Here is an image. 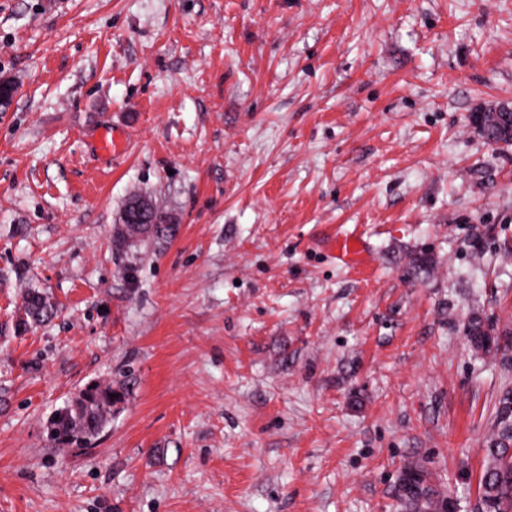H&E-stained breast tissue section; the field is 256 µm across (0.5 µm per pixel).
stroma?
<instances>
[{
    "label": "stroma",
    "instance_id": "stroma-1",
    "mask_svg": "<svg viewBox=\"0 0 512 512\" xmlns=\"http://www.w3.org/2000/svg\"><path fill=\"white\" fill-rule=\"evenodd\" d=\"M3 79L0 512H400L411 464L477 512L512 144L470 117L512 107V0H0ZM139 196L173 236L114 243ZM94 380L125 401L55 446ZM334 246L340 259L352 267L363 266L367 254L364 241L354 232L346 234L344 238L334 241ZM24 312L26 318L20 320L19 326L24 328L31 323H39L48 319L56 312L54 304L49 297L33 288H28L23 298ZM29 319V320H28ZM468 336L472 345L476 349H481L490 352L492 349L498 350L500 345L498 344L497 334L494 332L490 333L484 329L481 321L473 320L468 326Z\"/></svg>",
    "mask_w": 512,
    "mask_h": 512
}]
</instances>
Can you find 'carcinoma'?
I'll return each instance as SVG.
<instances>
[{"instance_id": "obj_1", "label": "carcinoma", "mask_w": 512, "mask_h": 512, "mask_svg": "<svg viewBox=\"0 0 512 512\" xmlns=\"http://www.w3.org/2000/svg\"><path fill=\"white\" fill-rule=\"evenodd\" d=\"M172 227L150 199L136 197L125 206L116 229L121 243L139 236L163 238ZM27 327L42 322L56 312L49 297L33 288L23 298ZM472 345L484 351L500 348L497 334L484 329L481 321L468 326ZM123 392L110 383L93 382L82 390L64 411L51 422L50 436L60 444H73L98 435L112 416V407L121 401ZM401 501L405 512H455L457 501L442 497L427 484L425 472L416 466L404 468L400 478ZM482 512H512V391L498 401L494 428L486 448V461L478 479Z\"/></svg>"}]
</instances>
